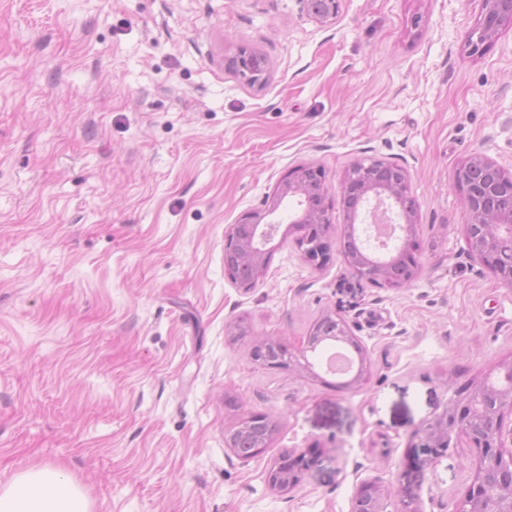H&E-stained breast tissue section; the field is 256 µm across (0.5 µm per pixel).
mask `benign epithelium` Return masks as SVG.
<instances>
[{
  "label": "benign epithelium",
  "mask_w": 512,
  "mask_h": 512,
  "mask_svg": "<svg viewBox=\"0 0 512 512\" xmlns=\"http://www.w3.org/2000/svg\"><path fill=\"white\" fill-rule=\"evenodd\" d=\"M299 12L318 23L327 24L336 18L339 0H296ZM512 29V0H482L480 17L469 33L467 46L470 53L481 54L499 35ZM241 74L253 84L265 81V72L253 65L251 53L239 54ZM472 164L497 167L481 154H473L461 162L456 170V182L463 191V206L469 216L464 225L466 242L475 255L506 286L512 287V258L503 255V247L512 244V204L506 208L486 210L484 188L468 186L465 171ZM326 172L315 164L299 165L288 171L280 188V196L298 199L301 207L294 211L290 229L296 233L295 244L303 258L321 268L332 260L327 231L332 224L330 207L326 202ZM409 174L405 168L381 160L353 161L341 181V193L352 191L364 201L375 200V208L388 210L389 205L398 208L400 229L403 237L390 246L381 244L357 252L350 267L362 279L372 284L386 283L388 273L401 262L409 266V274L394 284L400 288L416 276L418 261L414 239L409 230L416 222L417 209L404 202L403 193L408 191ZM275 212H248L240 222L251 224L252 237L240 252L243 260L256 271L260 280L274 248L270 246L275 225L266 217ZM336 329L325 337L323 343L350 344L361 347V342L348 322L333 316ZM273 338H261L250 348L252 360L270 367L288 369L315 379L320 378L314 355L321 344L307 340L301 348L288 354V361L274 359L269 345ZM503 376L497 380L486 377L479 383L454 391L441 413L423 425L431 445L428 451L437 459L452 448L453 437L465 433L477 450V460L470 485L456 502L454 512H512V450L506 451L500 441L502 412L512 410V362L501 366ZM319 448L311 447L297 454L279 458L267 472L269 487L278 492L290 491L302 480ZM394 491L391 486L377 481L362 483L352 503V512H387Z\"/></svg>",
  "instance_id": "obj_1"
}]
</instances>
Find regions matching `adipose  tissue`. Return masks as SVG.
Masks as SVG:
<instances>
[{"mask_svg": "<svg viewBox=\"0 0 512 512\" xmlns=\"http://www.w3.org/2000/svg\"><path fill=\"white\" fill-rule=\"evenodd\" d=\"M0 512H89L81 489L65 472L45 466L0 488Z\"/></svg>", "mask_w": 512, "mask_h": 512, "instance_id": "adipose-tissue-1", "label": "adipose tissue"}]
</instances>
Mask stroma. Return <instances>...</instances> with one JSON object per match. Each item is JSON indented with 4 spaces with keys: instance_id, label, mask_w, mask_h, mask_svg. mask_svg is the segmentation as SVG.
Here are the masks:
<instances>
[{
    "instance_id": "stroma-1",
    "label": "stroma",
    "mask_w": 512,
    "mask_h": 512,
    "mask_svg": "<svg viewBox=\"0 0 512 512\" xmlns=\"http://www.w3.org/2000/svg\"><path fill=\"white\" fill-rule=\"evenodd\" d=\"M481 0H0V487L64 468L91 512H350L361 483L394 512H452L477 451L432 459L423 422L512 361V287L469 250L455 171L512 173V31L466 48ZM264 55V86L232 66ZM397 163L416 198L419 274L402 288L322 268L285 237L239 288L224 234L266 210L292 167L339 183ZM343 317L370 360L340 390L253 362L250 338L298 345ZM278 425L238 457L246 413ZM319 446L272 490L279 454ZM299 12L318 23H332L338 12L339 0H295Z\"/></svg>"
}]
</instances>
